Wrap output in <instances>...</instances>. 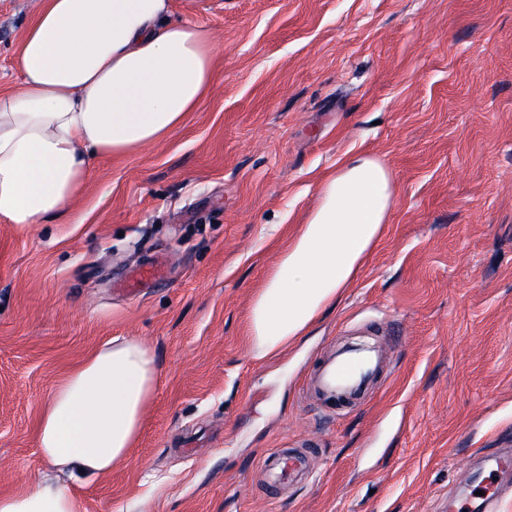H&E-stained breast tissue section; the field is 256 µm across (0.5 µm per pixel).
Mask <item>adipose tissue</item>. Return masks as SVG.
Here are the masks:
<instances>
[{
	"label": "adipose tissue",
	"mask_w": 512,
	"mask_h": 512,
	"mask_svg": "<svg viewBox=\"0 0 512 512\" xmlns=\"http://www.w3.org/2000/svg\"><path fill=\"white\" fill-rule=\"evenodd\" d=\"M172 0H37L22 42L19 90L0 92V222L70 213L94 160L155 144L216 81V47L171 19ZM395 201L377 159L347 157L268 272L250 308L258 357L275 355L335 306L380 241ZM159 372L138 338L92 350L52 390L38 425L54 470L36 490L0 495V512H80L71 480L129 457Z\"/></svg>",
	"instance_id": "obj_1"
}]
</instances>
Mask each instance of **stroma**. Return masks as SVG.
Here are the masks:
<instances>
[{"label": "stroma", "mask_w": 512, "mask_h": 512, "mask_svg": "<svg viewBox=\"0 0 512 512\" xmlns=\"http://www.w3.org/2000/svg\"><path fill=\"white\" fill-rule=\"evenodd\" d=\"M217 80L162 142L93 162L72 223H0V495L50 473L36 427L90 351L134 336L160 383L127 462L71 487L81 512H450L512 487V0H173ZM31 0H0V90ZM397 200L336 307L257 360L250 301L348 154ZM161 277L125 291L139 270ZM379 347L372 397L309 386ZM314 439L258 498L263 457Z\"/></svg>", "instance_id": "stroma-1"}]
</instances>
